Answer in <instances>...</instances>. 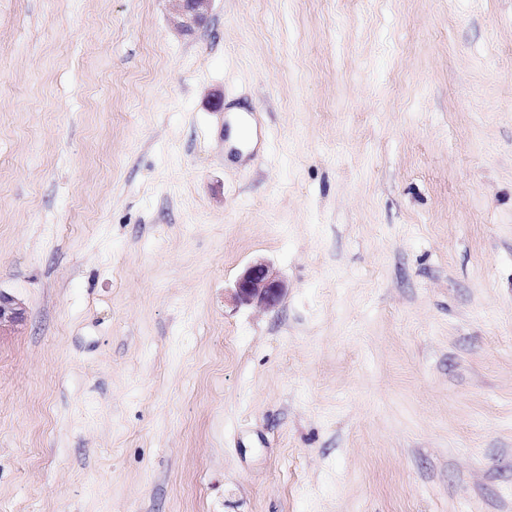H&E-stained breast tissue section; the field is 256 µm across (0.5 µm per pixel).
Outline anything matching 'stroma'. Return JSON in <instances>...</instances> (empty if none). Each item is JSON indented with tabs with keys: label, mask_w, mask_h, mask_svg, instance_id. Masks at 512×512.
Instances as JSON below:
<instances>
[{
	"label": "stroma",
	"mask_w": 512,
	"mask_h": 512,
	"mask_svg": "<svg viewBox=\"0 0 512 512\" xmlns=\"http://www.w3.org/2000/svg\"><path fill=\"white\" fill-rule=\"evenodd\" d=\"M171 8L0 0V512H512V0ZM173 16L171 24L180 34H190L202 27L209 16L214 0H170ZM255 142V128L244 115H238L234 125L231 127L227 140L226 148L229 152L232 148H241ZM285 284L261 262L248 265L235 281V298L241 303L257 301L276 305L285 291ZM23 318V309L13 298L0 293V332L14 326Z\"/></svg>",
	"instance_id": "35a3bbf8"
}]
</instances>
